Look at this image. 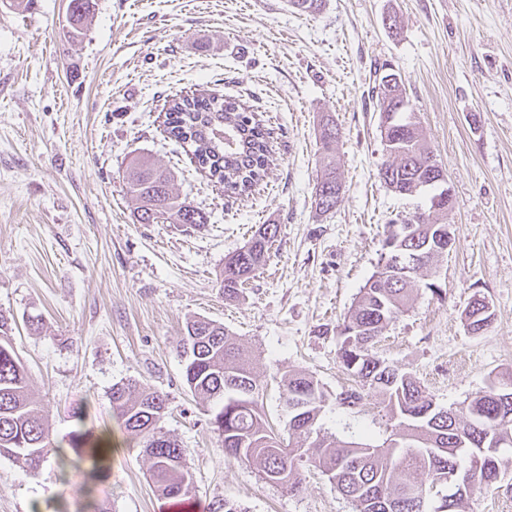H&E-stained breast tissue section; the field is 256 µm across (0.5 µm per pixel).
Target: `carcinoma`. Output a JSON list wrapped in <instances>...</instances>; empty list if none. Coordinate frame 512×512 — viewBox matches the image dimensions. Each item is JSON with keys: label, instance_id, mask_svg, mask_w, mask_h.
Masks as SVG:
<instances>
[{"label": "carcinoma", "instance_id": "1", "mask_svg": "<svg viewBox=\"0 0 512 512\" xmlns=\"http://www.w3.org/2000/svg\"><path fill=\"white\" fill-rule=\"evenodd\" d=\"M91 8L92 0H70L73 29L83 26ZM384 80L380 77L375 86L377 108L398 155L380 165L378 177L384 182L387 174H392L398 194L410 195L421 184V169L429 151L415 124L405 119L386 122V114H403L405 109L398 108L403 103L400 85L394 84L388 96ZM164 127L170 138L190 147L191 161L210 181L224 186L229 197L251 192L264 181L273 162L274 130L265 128L257 113L237 98L179 95L169 102ZM128 185L137 201L134 217L139 224L192 227L207 223L205 213L173 191L170 173L145 157L134 161ZM314 194L320 212L336 208L334 160L325 164ZM446 214L448 207L444 205L440 210L428 211L427 219L415 221L417 240L406 244V253L424 256L422 270L440 258L425 243L448 233V225L439 222V217ZM277 229L275 224L261 225L247 246L224 261L220 275L224 301L240 298L243 284L265 262ZM419 277L418 273L398 277L393 271L384 281L369 279L340 326L338 358L358 388L340 393L338 403L352 410L363 401L364 391L379 393L396 421L381 440L363 434L348 439L332 435L312 438L325 392L313 375L303 371L290 372L280 380L282 406L296 398L306 403L299 413L287 414L283 432L288 437H283L259 409L261 379L224 325L205 319L187 322L179 343L180 356L185 360L183 381L191 393L215 402L210 424L224 442L225 456L256 466L263 480L290 490L299 488V466L307 462L334 479L337 490L356 512H386L384 504L389 501L395 504L393 512H420L404 497V485H441L448 481V470L454 468L472 489L493 485L507 463L503 455L485 457L477 473L468 468L460 470L458 457L467 446L485 438L512 441V399L485 390L450 416L432 408L433 396L413 376L398 371L374 353L388 321L404 310L417 291ZM13 323L12 316L0 311V456L23 461L33 476L52 455L63 467L84 462L93 472L103 470L106 464L100 459L108 448L103 439L111 435L92 437L86 431H74L70 440L74 460L50 438L30 397L28 372L12 345ZM111 401L120 428L138 440V447L150 462V479L158 499L175 504L188 500L193 476L186 449L158 427L167 412L165 395L128 382L112 386Z\"/></svg>", "mask_w": 512, "mask_h": 512}]
</instances>
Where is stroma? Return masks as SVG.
<instances>
[{
  "label": "stroma",
  "mask_w": 512,
  "mask_h": 512,
  "mask_svg": "<svg viewBox=\"0 0 512 512\" xmlns=\"http://www.w3.org/2000/svg\"><path fill=\"white\" fill-rule=\"evenodd\" d=\"M93 2L72 39L62 0L24 10L0 0V311L15 318L13 346L53 441L68 444L80 406L86 429L115 428L111 389L135 380L166 395L160 425L187 450L202 512L224 499L247 512H353L312 466L292 493L228 459L177 346L188 320L221 323L268 384L259 406L269 421L282 418L278 381L303 370L326 393L322 435L344 436L348 423L384 437L380 395L353 414L336 397L353 384L338 327L377 270L384 226L431 196L398 195L377 175L386 154L372 87L388 63L446 173L455 242L375 351L446 408L512 371V0H324L310 14L287 0ZM189 90L243 99L274 128L276 161L249 197L225 200L166 133L163 109ZM327 115L340 129L343 192L322 213L313 192ZM136 154L170 169L207 224L137 223L126 180ZM272 223L265 263L225 303V259ZM477 293L494 319L472 334L462 312ZM34 316L42 328H30ZM92 499L158 512L147 458L117 448L92 482L52 460L34 477L0 457V512H88ZM468 512H512V465L474 490Z\"/></svg>",
  "instance_id": "1"
}]
</instances>
